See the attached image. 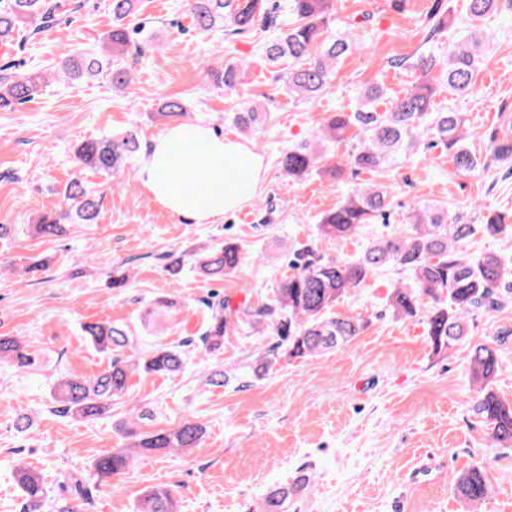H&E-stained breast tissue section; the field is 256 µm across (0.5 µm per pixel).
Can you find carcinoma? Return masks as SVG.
<instances>
[{
  "label": "carcinoma",
  "mask_w": 512,
  "mask_h": 512,
  "mask_svg": "<svg viewBox=\"0 0 512 512\" xmlns=\"http://www.w3.org/2000/svg\"><path fill=\"white\" fill-rule=\"evenodd\" d=\"M335 0H184L193 26L201 32L221 30L236 35L260 24L274 27L277 34L263 44L269 63L288 60L292 66L284 74L288 93L302 99L316 98L333 79L342 58L361 47L352 30L332 32L328 27ZM429 35L440 33L448 23L442 11L447 0H436ZM466 12L473 21L498 10L499 0H465ZM139 8V0H111L112 29L104 34L98 48L68 56L54 67L30 72L0 74V110H12L30 102L53 79L75 85L84 79L105 77L115 89H124L133 81L129 58H137L150 49L159 52L163 45L153 36L138 39L139 31L130 26ZM53 0H0V44L8 45L28 28L36 34L55 20ZM485 32L471 35L456 44L445 60L433 55H418L413 61L404 57L395 62L410 64L418 72L415 83L381 110L384 89L378 84L361 87L351 112H333L323 122L310 142L288 147L280 156V166L290 179L314 172L341 178L345 170L354 173H378L389 168L416 145L430 139L428 146L448 151V160L458 171L472 172L480 165L478 154L466 143L465 119L459 112L433 109V97L445 89L460 95L474 90L475 76L483 61ZM210 77L226 92H236L244 84L243 62L226 60L212 69ZM156 115L167 122L190 120L185 101L176 96L159 101ZM268 114L255 103H247L231 114V121L251 135L262 130ZM351 145L345 155L336 154V145ZM141 149L137 134L104 135L82 142L74 153L76 167L109 178H117ZM491 161L512 162V122L504 123L499 136L492 140ZM61 203L46 209L28 225L37 237L63 235L69 224H95L101 210V197L79 177L70 179L57 191ZM391 198L381 185H368L350 191L336 208L318 224L319 239L343 241L357 235L363 225L387 217ZM507 216L488 210L482 224H463L440 205L426 203L409 217L402 230L372 241L364 252L351 261L312 258L306 250L290 262L294 272L283 278L268 300L257 306L231 307L222 301L209 305L210 316L198 339L204 351L213 354L224 348V339L233 336L246 322L266 336L272 332L278 341L256 345L254 358L230 372L208 375L210 386H244L265 378L283 359H303L338 349L365 327L358 315L332 312L349 291L384 268L392 267L402 280L392 288L388 305L393 316L409 319L420 312L422 297L432 306L425 320V331L433 351L451 349L469 334L470 326L482 313L512 305V256L495 252L468 254L463 246L478 234L500 237L512 243V224ZM193 268L203 277L221 280L237 273L243 263L239 247L226 243L200 247L191 254ZM176 307L171 299L160 298L147 311L153 319L170 315ZM96 351L108 359L101 372L80 377L61 374L50 390L52 411L75 420L92 421L112 414V401L129 391L131 380L147 375L175 377L186 366L180 345L158 344L149 351L139 350L128 331L110 322L89 323L81 327ZM512 336L502 332L492 342L472 346L470 376L475 386L473 412L499 445L512 446V401L501 399L494 390L500 358L497 345ZM42 355L22 346L15 336L0 334V367L18 370L42 368ZM143 415L132 413L123 422L121 432L129 444L102 456L93 463L87 477L66 475L71 482L70 496L50 500L39 473L27 467L20 474L22 512H85L91 507L93 487L105 478L125 472L140 454L153 450L186 451L197 447L204 427L190 420L169 429L136 430ZM308 481L301 475L286 486L272 487L264 497L265 512H281L292 496L299 495ZM456 489L474 509L489 495L483 468L474 466L456 480ZM137 512H177L171 491L162 486L144 492Z\"/></svg>",
  "instance_id": "carcinoma-1"
}]
</instances>
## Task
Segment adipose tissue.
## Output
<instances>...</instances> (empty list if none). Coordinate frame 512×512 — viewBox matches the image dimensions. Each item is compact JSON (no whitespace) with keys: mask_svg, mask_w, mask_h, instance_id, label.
<instances>
[{"mask_svg":"<svg viewBox=\"0 0 512 512\" xmlns=\"http://www.w3.org/2000/svg\"><path fill=\"white\" fill-rule=\"evenodd\" d=\"M192 139L203 149L185 159L174 143ZM265 175L263 159L246 144L216 135L200 124H174L153 137L136 178L152 202L196 224H213L257 194Z\"/></svg>","mask_w":512,"mask_h":512,"instance_id":"1","label":"adipose tissue"}]
</instances>
